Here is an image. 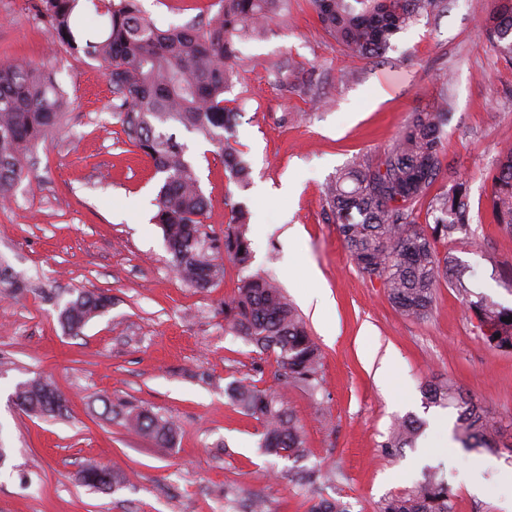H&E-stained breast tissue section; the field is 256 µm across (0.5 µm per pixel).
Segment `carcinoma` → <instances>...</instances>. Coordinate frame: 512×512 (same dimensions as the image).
Wrapping results in <instances>:
<instances>
[{
	"label": "carcinoma",
	"mask_w": 512,
	"mask_h": 512,
	"mask_svg": "<svg viewBox=\"0 0 512 512\" xmlns=\"http://www.w3.org/2000/svg\"><path fill=\"white\" fill-rule=\"evenodd\" d=\"M83 0H39L38 11L50 36L59 44L107 66L112 84V111L119 117L126 143L153 161L162 175L154 216L163 231L172 265L190 286L209 288L223 277L216 262L222 253L240 269L249 266L248 214L232 205L233 224L224 238L207 231L203 217L208 200L186 149L167 132L171 123L202 135L218 148L224 169L241 186L250 183V167L230 145L236 113L224 99L237 66L235 39L261 33L280 11L282 0H219V9L204 24L162 29L143 15L138 0H91L105 18L94 37L76 20ZM325 32L347 55L379 58L397 34L441 0H309ZM486 40L495 54L512 64V0H496L484 20ZM63 95L51 73L30 65L0 66V198L6 199L25 171L30 150L58 128L65 116ZM446 112H416L395 142L376 162L354 160L326 185L329 220L366 277L378 279L391 303L404 315L424 319L441 283L470 296V267L436 244L470 234L467 181L459 179L430 201L426 226L416 223V204L427 197L443 166L442 136ZM386 171H381V168ZM493 221L512 233V146L503 148L488 173ZM0 284L19 292L25 277L0 264ZM112 300L103 292L80 291L58 309L62 328L79 334L103 314ZM468 310L483 331L487 345L512 352V317L487 295L468 301ZM224 333L242 339L262 354L272 353L274 381L281 386H320L321 351L309 336L295 308L270 275L241 279L237 294L224 302ZM234 404L263 424L261 449L268 455L299 458L307 454L303 431L286 404L269 390L239 383L231 389ZM428 403L457 410L455 437L465 448L500 450L501 423L452 382L425 385ZM16 404L36 417H63L66 399L41 376L18 384ZM124 416L136 433L170 448L178 426L147 409L106 407ZM421 423L399 421L382 447H413ZM80 481L108 492L125 478L94 461L85 462ZM380 512H453L448 482L427 470L413 489L396 495Z\"/></svg>",
	"instance_id": "carcinoma-1"
}]
</instances>
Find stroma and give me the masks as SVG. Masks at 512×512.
<instances>
[{"label": "stroma", "instance_id": "obj_1", "mask_svg": "<svg viewBox=\"0 0 512 512\" xmlns=\"http://www.w3.org/2000/svg\"><path fill=\"white\" fill-rule=\"evenodd\" d=\"M38 0H0V62L52 72L67 101L65 125L29 154L27 175L0 208V261L28 288H0V512H224V494L263 498L266 512H311L319 498L379 512L439 467L454 512H505L512 484V352L488 347L463 295L441 285L429 316L402 315L380 280L352 263L324 188L354 157L377 159L416 112L447 110L445 168L430 193L469 186L468 240L439 243L474 271L470 289L512 307V234L492 224L487 179L512 145V65L487 46L481 21L493 0H445L398 34L383 57L352 59L308 0H288L264 33L237 41L240 62L225 97L237 112V147L251 167L234 183L213 145L172 126L209 201L204 222L223 231L232 204L265 223L240 271L224 260L213 287L185 284L153 217L161 177L129 150L97 61L49 35ZM157 26L207 22L217 0H140ZM293 194H282L284 184ZM271 273L322 352L321 386L281 389L304 431L305 457L262 453V426L226 389H275L273 357L224 332V302L243 273ZM81 290L112 305L82 333H64L57 308ZM51 378L66 418L34 417L13 403L18 383ZM453 381L501 420L507 449L468 450L453 438L456 411L427 405V382ZM173 418L174 447L159 448L105 413V401ZM416 416L415 447L387 455L393 426ZM91 459L126 473L109 492L75 475ZM319 474L316 484L296 481Z\"/></svg>", "mask_w": 512, "mask_h": 512}]
</instances>
